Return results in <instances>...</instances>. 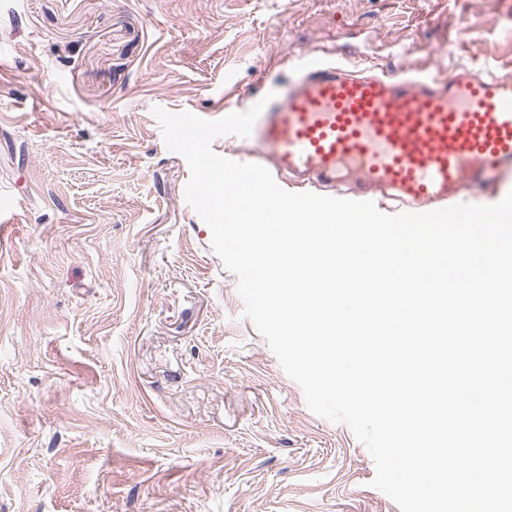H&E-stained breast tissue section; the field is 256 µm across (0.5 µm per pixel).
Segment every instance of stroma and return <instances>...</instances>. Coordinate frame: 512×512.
<instances>
[{"label": "stroma", "mask_w": 512, "mask_h": 512, "mask_svg": "<svg viewBox=\"0 0 512 512\" xmlns=\"http://www.w3.org/2000/svg\"><path fill=\"white\" fill-rule=\"evenodd\" d=\"M312 54L512 73V0H0V512H400L245 316L152 113L246 111Z\"/></svg>", "instance_id": "stroma-1"}]
</instances>
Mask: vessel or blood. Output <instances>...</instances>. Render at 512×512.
Wrapping results in <instances>:
<instances>
[{"instance_id":"obj_1","label":"vessel or blood","mask_w":512,"mask_h":512,"mask_svg":"<svg viewBox=\"0 0 512 512\" xmlns=\"http://www.w3.org/2000/svg\"><path fill=\"white\" fill-rule=\"evenodd\" d=\"M251 139L300 183L359 201L380 190L394 213L440 209L466 188L512 187V76L352 73L315 56L275 92Z\"/></svg>"}]
</instances>
